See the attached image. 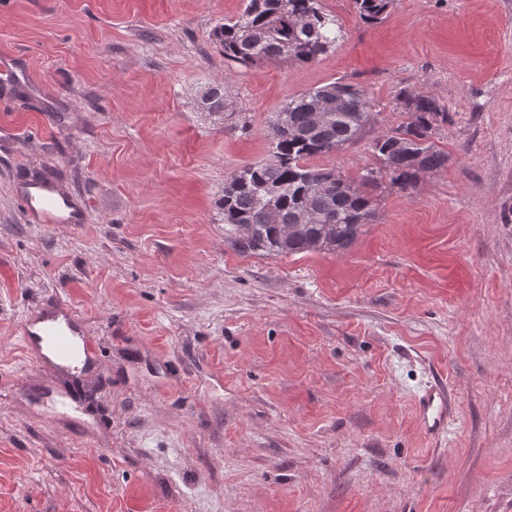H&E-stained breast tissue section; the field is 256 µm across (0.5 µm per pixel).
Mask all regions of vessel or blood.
<instances>
[{
  "instance_id": "vessel-or-blood-1",
  "label": "vessel or blood",
  "mask_w": 512,
  "mask_h": 512,
  "mask_svg": "<svg viewBox=\"0 0 512 512\" xmlns=\"http://www.w3.org/2000/svg\"><path fill=\"white\" fill-rule=\"evenodd\" d=\"M15 195L26 214L37 224H81L84 211L52 182L31 181L18 186ZM22 342L34 362L55 359L66 369L83 368L91 364L96 354L91 343L82 335L80 317L67 303H59L55 312L27 319ZM451 392L435 386L426 390L417 401V410L426 429L434 435L448 427Z\"/></svg>"
}]
</instances>
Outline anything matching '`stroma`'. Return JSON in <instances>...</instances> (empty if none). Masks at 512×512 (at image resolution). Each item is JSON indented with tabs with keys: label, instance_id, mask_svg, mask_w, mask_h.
Segmentation results:
<instances>
[{
	"label": "stroma",
	"instance_id": "35a3bbf8",
	"mask_svg": "<svg viewBox=\"0 0 512 512\" xmlns=\"http://www.w3.org/2000/svg\"><path fill=\"white\" fill-rule=\"evenodd\" d=\"M309 63L230 66L245 0H0V512H512V0H396ZM344 80L376 122L312 166L356 179L402 90L446 167L374 191L337 253L243 254L220 201L289 98ZM229 107H199L212 86ZM45 174L87 223L31 224ZM70 302L95 364L45 391L26 318ZM446 383L448 431L415 396Z\"/></svg>",
	"mask_w": 512,
	"mask_h": 512
}]
</instances>
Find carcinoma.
Instances as JSON below:
<instances>
[{
	"label": "carcinoma",
	"instance_id": "carcinoma-1",
	"mask_svg": "<svg viewBox=\"0 0 512 512\" xmlns=\"http://www.w3.org/2000/svg\"><path fill=\"white\" fill-rule=\"evenodd\" d=\"M360 19L376 23L395 0H353ZM336 19L325 13L321 0H246L235 21L215 27L212 40L224 51L229 65L248 66L260 61L289 60L308 63L336 43ZM341 98L339 108L314 124L310 112L327 93ZM410 121L372 140L370 148L378 166L367 168L359 181H336L333 168H315L307 160L331 155L358 140L372 111L365 88L342 80L329 82L290 98L276 112L286 128L270 124V162L250 163L224 185L221 208L224 232L241 253L293 255L324 250L343 251L360 228L375 218L373 199L363 191L380 186L384 176L405 191L414 187L420 174L438 171L448 163V154L430 137L451 116L431 97L410 90L400 93ZM227 95L211 87L202 95L206 112L222 114ZM275 191L280 223L268 218L266 189Z\"/></svg>",
	"mask_w": 512,
	"mask_h": 512
}]
</instances>
